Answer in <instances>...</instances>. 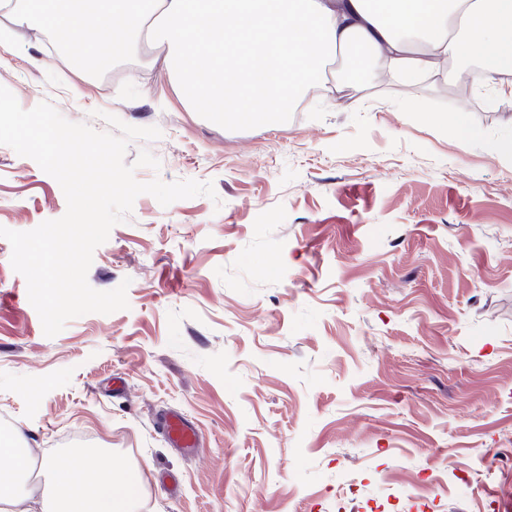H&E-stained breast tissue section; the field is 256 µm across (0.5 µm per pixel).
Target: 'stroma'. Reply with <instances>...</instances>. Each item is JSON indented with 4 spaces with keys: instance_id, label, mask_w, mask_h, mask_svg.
Here are the masks:
<instances>
[{
    "instance_id": "1",
    "label": "stroma",
    "mask_w": 512,
    "mask_h": 512,
    "mask_svg": "<svg viewBox=\"0 0 512 512\" xmlns=\"http://www.w3.org/2000/svg\"><path fill=\"white\" fill-rule=\"evenodd\" d=\"M143 50L90 75L0 17V85L216 199L136 198L87 274L128 309L45 336L0 238V430L66 467H141L144 512H512V99L456 77L329 87L268 128L191 111ZM465 110L476 134L419 120ZM59 183L0 145V226L60 218ZM121 374L124 394L108 379ZM175 410L201 446L172 448Z\"/></svg>"
}]
</instances>
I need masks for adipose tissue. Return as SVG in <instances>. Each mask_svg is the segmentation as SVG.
I'll list each match as a JSON object with an SVG mask.
<instances>
[{"label": "adipose tissue", "instance_id": "1", "mask_svg": "<svg viewBox=\"0 0 512 512\" xmlns=\"http://www.w3.org/2000/svg\"><path fill=\"white\" fill-rule=\"evenodd\" d=\"M19 27L97 34L79 54L94 70L105 49L145 46L183 101L217 123L269 125L315 88L327 59L349 47L378 71L414 83L459 57L506 95L512 72V0H0ZM53 477L51 498L20 496L0 477V512H141L140 468L111 451H79Z\"/></svg>", "mask_w": 512, "mask_h": 512}]
</instances>
